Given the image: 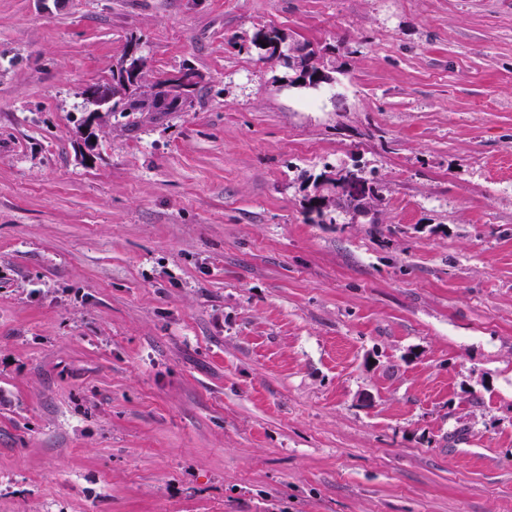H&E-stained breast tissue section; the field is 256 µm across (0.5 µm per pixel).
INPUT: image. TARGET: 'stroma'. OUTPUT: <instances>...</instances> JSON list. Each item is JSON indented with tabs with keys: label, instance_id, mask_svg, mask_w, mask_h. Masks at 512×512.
Segmentation results:
<instances>
[{
	"label": "stroma",
	"instance_id": "stroma-1",
	"mask_svg": "<svg viewBox=\"0 0 512 512\" xmlns=\"http://www.w3.org/2000/svg\"><path fill=\"white\" fill-rule=\"evenodd\" d=\"M0 512H512V0H0ZM127 67L137 72L138 82L133 87L120 86L114 91L115 99L112 101V85L119 76V69L116 71V78L111 84L89 86L84 93L86 111L91 114L100 112H112L126 117L132 112H176L182 110L191 103L194 89L183 91L178 81L196 86V75L194 72L184 70L177 74V80L165 77L152 82L147 81V66L141 69L136 58H127V53L118 67ZM367 183L368 180L359 175L357 171L348 170L336 181V189L342 190L343 202L347 206L359 208V195L365 190Z\"/></svg>",
	"mask_w": 512,
	"mask_h": 512
}]
</instances>
